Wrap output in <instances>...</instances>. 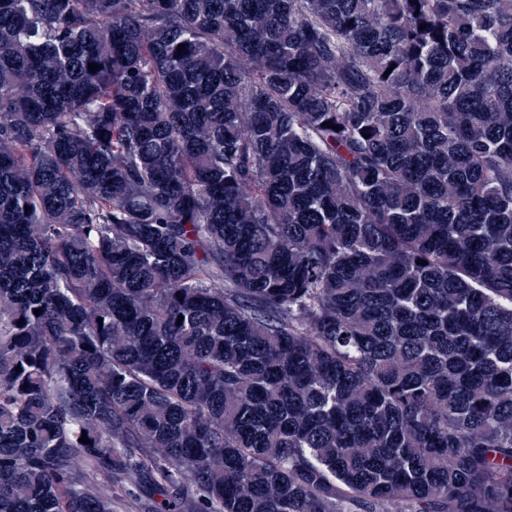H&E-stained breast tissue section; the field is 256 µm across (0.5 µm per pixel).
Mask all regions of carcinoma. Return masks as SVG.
I'll list each match as a JSON object with an SVG mask.
<instances>
[{"instance_id":"carcinoma-1","label":"carcinoma","mask_w":512,"mask_h":512,"mask_svg":"<svg viewBox=\"0 0 512 512\" xmlns=\"http://www.w3.org/2000/svg\"><path fill=\"white\" fill-rule=\"evenodd\" d=\"M126 509L512 512V0H0V512Z\"/></svg>"}]
</instances>
